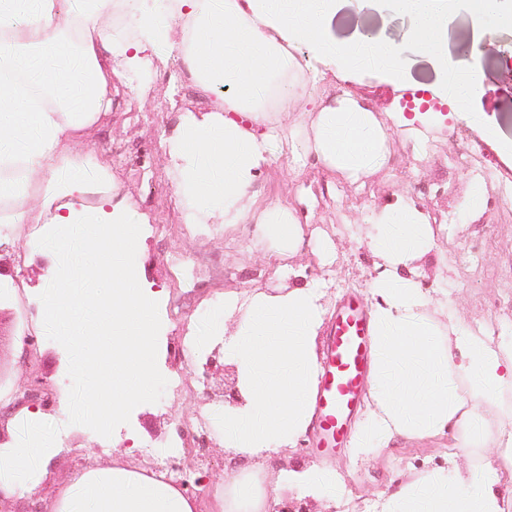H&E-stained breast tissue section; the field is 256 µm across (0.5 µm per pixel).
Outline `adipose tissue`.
<instances>
[{"mask_svg": "<svg viewBox=\"0 0 512 512\" xmlns=\"http://www.w3.org/2000/svg\"><path fill=\"white\" fill-rule=\"evenodd\" d=\"M414 24L408 31L438 69L448 67V26L458 9L470 15L474 36L492 24L512 26V0H394ZM340 0H162L159 10L138 13L133 35L100 27V14L112 0H80L78 9L60 10L58 0H0V58L17 62L20 54L40 53L66 37L77 36L85 69L81 105L69 111L43 109L25 100L24 91L0 82V204L22 190L40 191L46 216L39 238L65 251L62 231L76 224H97L98 241L86 249L97 258L96 278L104 293L74 299L63 288L40 301L35 329L56 325V341L81 350L72 366L75 377L98 382V422L111 426L130 410L146 405L148 388L159 380L155 323L159 297L142 288L136 274L140 236L126 209L112 200L108 172L92 160L68 152L79 131L112 107L107 78L112 68L148 73L159 49L176 50L174 22L192 30V44L182 50L191 71L203 82L226 86L202 117L187 115L169 156L176 189L187 201L186 221L197 224L220 208L224 224L243 223L255 202L254 185L262 170L290 154L294 163L315 157L329 174L361 182L382 167L395 132L423 138L424 113H389L387 119L350 96L316 103L314 121L283 125L267 115V94L279 89V109L305 92L308 78L291 49L310 44L347 77L370 62L401 81L400 48L387 43L370 57L357 39L336 41L331 21ZM486 76L473 64L467 83L429 85L432 99L462 112L484 91ZM24 111H17V104ZM444 227L430 223L415 203L397 198L384 207L364 241L377 257L369 284L373 360L362 419L351 440L353 456L392 442L452 436L458 448H492L512 453V406L499 401L512 389V340H494L482 329L466 327L444 288L427 290L418 269L437 253ZM254 236L274 241L284 253L303 241L292 208L266 207ZM446 313L447 324L428 317ZM101 318L112 343L103 345L93 332L73 329L77 315ZM326 308L317 288L304 285L273 292L225 293L213 311L210 336L220 341L226 323L236 327L224 356L238 374L240 399L224 409V451L249 462L252 473L271 470L275 454L294 447L313 422V392L319 373L317 345ZM26 422L23 442L0 448V502L38 492L41 465L56 450L42 436L41 411L21 409ZM451 481L434 498L423 495L433 483L419 475L402 484L381 504V512H502L512 497V468L485 462L483 482L471 470L451 465ZM251 473V475H252ZM225 468L210 512H272L283 483L317 492L315 469L276 476L268 484ZM52 512H199L195 498L162 478L113 461L90 468L63 491Z\"/></svg>", "mask_w": 512, "mask_h": 512, "instance_id": "1", "label": "adipose tissue"}]
</instances>
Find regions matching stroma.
<instances>
[{"mask_svg":"<svg viewBox=\"0 0 512 512\" xmlns=\"http://www.w3.org/2000/svg\"><path fill=\"white\" fill-rule=\"evenodd\" d=\"M372 19L385 40L400 43L405 78L402 85L390 83L388 76L370 67L341 81L333 74L312 83L315 97L330 101L350 92L367 107L397 112L413 100L418 86L441 79L442 74L419 47L405 41L411 26L409 17L374 4L373 0H342L332 21L336 39L352 36L343 27V17ZM485 41L495 44L501 65L488 71L485 92L468 107L482 115L484 125L455 113L435 119L422 145H414L397 134L389 142L385 166L358 186L341 182L315 162H308L301 175H294L281 160L259 176L255 191L257 206L282 204L292 207L305 232L309 250L291 256L288 266L303 268V278L275 276L269 266L274 243H255L253 219L225 228L219 212L203 215L201 223L185 221L186 209L177 194L169 164V147L177 136L183 118L212 109L221 96L218 88L198 84L193 73L177 57L157 64L149 76L130 75L112 82V110L86 128L70 149L95 157L112 175V190L134 216L143 217L140 227L142 249L137 275L143 287L162 292L165 313L159 328L160 383L153 388L147 406L132 411L113 428L112 448L98 454L83 445L97 437L96 430L83 416L78 400L53 401L45 411L44 435L57 453L45 467L38 498L18 497L10 512H49L53 502L91 465L111 464L115 452L125 451L124 463L139 471H153L154 460L141 449L128 451L127 437L137 434L142 446L175 457L181 467L209 466L213 476H221L227 462L220 437L214 428L224 413L225 389L231 388L229 365L217 362L206 367L192 355L181 354L189 326L205 327L215 304L225 293L293 288L306 282L322 294L328 313H335L347 295L369 302L367 285L375 273V255L351 239L352 228H368L376 213L394 202L396 192H404L436 223L447 225L448 240L440 241L442 259L425 262L419 273L423 288L437 287L450 280L463 289L466 297L465 321L472 327L496 320L500 330L512 326V198L500 187H512V176L501 168L512 162L487 137L488 126L498 124L502 108L512 104V26L487 29ZM479 157L490 171L484 183L486 207L478 218H470L464 204L473 189V176L463 166L465 156ZM331 240L336 258L328 262L312 253L313 245ZM475 253L477 262L460 266V250ZM189 254L185 269L170 266L174 253ZM18 320L12 311L0 312V388L15 391L25 381L23 361L40 364L48 385L60 386L70 361L69 347L50 341L47 335H34L32 341H18ZM210 428L212 434L204 457L186 456L191 438L182 432V422ZM450 437L424 443H399L377 448L366 457L353 458L350 449L340 448L322 456L316 448L315 432L293 448H283L275 459L278 471L318 468L324 483L318 495L310 496L294 486L281 490V505L293 512H332L334 498L345 501L349 512H377L380 496L392 485L414 474L430 473L449 478Z\"/></svg>","mask_w":512,"mask_h":512,"instance_id":"35a3bbf8","label":"stroma"}]
</instances>
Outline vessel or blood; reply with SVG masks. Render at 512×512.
Returning <instances> with one entry per match:
<instances>
[{
  "label": "vessel or blood",
  "instance_id": "vessel-or-blood-1",
  "mask_svg": "<svg viewBox=\"0 0 512 512\" xmlns=\"http://www.w3.org/2000/svg\"><path fill=\"white\" fill-rule=\"evenodd\" d=\"M372 328L359 298L337 311L326 339L315 393L317 448L330 454L344 447L349 420L363 397L372 361Z\"/></svg>",
  "mask_w": 512,
  "mask_h": 512
}]
</instances>
